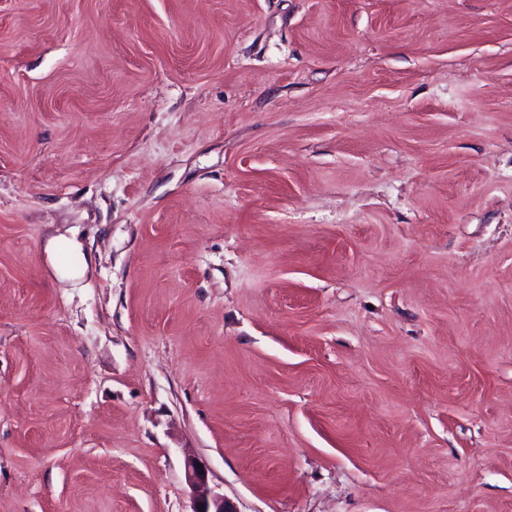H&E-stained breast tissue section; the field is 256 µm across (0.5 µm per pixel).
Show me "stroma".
Here are the masks:
<instances>
[{"label":"stroma","mask_w":512,"mask_h":512,"mask_svg":"<svg viewBox=\"0 0 512 512\" xmlns=\"http://www.w3.org/2000/svg\"><path fill=\"white\" fill-rule=\"evenodd\" d=\"M190 455L512 512V0H0V512H191Z\"/></svg>","instance_id":"1"}]
</instances>
